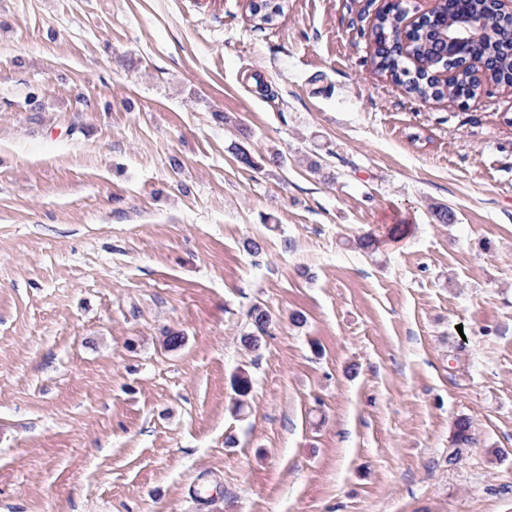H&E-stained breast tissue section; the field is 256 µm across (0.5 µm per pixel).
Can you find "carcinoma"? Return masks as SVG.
Returning a JSON list of instances; mask_svg holds the SVG:
<instances>
[{
    "mask_svg": "<svg viewBox=\"0 0 512 512\" xmlns=\"http://www.w3.org/2000/svg\"><path fill=\"white\" fill-rule=\"evenodd\" d=\"M439 15L414 31L411 42L402 47L398 33L404 26L406 14L398 7L380 10L367 37L375 45L372 64L376 71L387 74L405 87L406 91L422 100H448L456 104L473 98L485 83L512 85V18H503L488 35L463 42H450L445 38L448 28L461 19H478L488 11L487 0H453L439 6ZM259 24H271L284 12L280 0H259L255 5ZM463 55H472L486 62L482 75L464 65ZM455 72L447 82L441 83L435 74L448 68ZM239 163L250 169H260L264 163L278 164L282 153L254 157L243 145L234 146ZM235 408L243 410L252 390L249 375L234 377ZM471 422L461 417L454 424V443L459 447L470 444Z\"/></svg>",
    "mask_w": 512,
    "mask_h": 512,
    "instance_id": "obj_1",
    "label": "carcinoma"
}]
</instances>
